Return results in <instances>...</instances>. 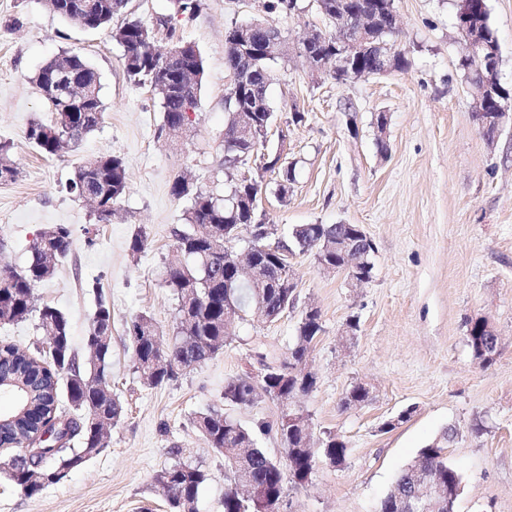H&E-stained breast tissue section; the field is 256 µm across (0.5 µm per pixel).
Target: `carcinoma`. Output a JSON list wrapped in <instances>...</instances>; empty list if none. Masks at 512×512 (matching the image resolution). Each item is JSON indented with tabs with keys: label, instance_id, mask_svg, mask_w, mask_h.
Instances as JSON below:
<instances>
[{
	"label": "carcinoma",
	"instance_id": "obj_1",
	"mask_svg": "<svg viewBox=\"0 0 512 512\" xmlns=\"http://www.w3.org/2000/svg\"><path fill=\"white\" fill-rule=\"evenodd\" d=\"M43 0L54 14L88 31L111 30L112 39L127 48L125 71L129 81L142 87L149 85L160 99L163 124L160 130L175 131L184 120L187 102L198 103L202 80L187 95H170L162 86V79L175 80L182 68L194 66L203 72L201 53L189 46L188 55L171 66H161L152 45L142 37L144 22L127 19L125 0ZM202 9L201 0H175V13L189 19ZM123 18L114 27L116 18ZM228 66L252 69L254 81L243 91L245 99L267 92L271 77L270 60L251 61L231 47L225 48ZM33 83L54 114L50 125L31 124L26 140L45 156L58 155L67 147H75L89 133L99 128L104 119L100 97L101 80L98 70L77 53L61 54L43 65L33 76ZM18 169L10 158V146L0 145V183L16 179ZM68 193L79 199H92L98 221L108 223L127 189V170L124 161L114 155L102 154L80 163L66 185ZM258 182L232 183L227 193L218 190L201 191L184 176L174 180L171 192L189 201L185 223L172 230L173 249L165 263L164 285L177 300L176 321L166 348H161L160 331L154 320L137 315L131 320L127 339L134 354L135 366L150 386L175 382L188 369L214 358L230 339L227 320L245 319L252 309L258 310L268 321L280 318L288 308V288L283 274L280 253L266 251L267 239L252 237L250 271L242 273L235 263L232 244L242 231L252 227L259 213L250 211V205L259 195ZM354 241L352 252L354 268L364 276H372L374 264L366 257V246L361 227L357 224H300L292 228L289 247L301 252L325 250L327 261L340 260L334 246L336 238ZM71 230L66 224H57L40 232L33 246L27 267L16 270L7 263L0 264V323L15 324L32 319L45 336H58L56 350L63 353L44 358L39 353L22 350L16 345L0 343V374L22 377L33 390L32 396L18 391L17 405L27 407L23 417L13 423L0 425V451L6 453L0 470L28 497L36 496L43 488L28 485L25 469L35 470L45 478L47 485H57L71 473L83 468L94 455L87 447L89 431L81 426L84 410L112 416V424L123 417V406L116 396L102 397V389L86 385L90 377L110 387L109 360L112 356V306L102 288H96V309L85 336L86 350H95L94 356L79 359L72 347L68 320L59 308L45 304L36 306L34 290L55 275L58 262L68 255ZM323 333L321 315L310 311L300 320L293 343L288 348V361L298 364L307 359ZM467 343L475 363L490 367L499 356L501 347L485 329V319L467 323ZM266 386L251 384L250 378H235L224 385V401L234 405H250L266 396L268 389L282 408L275 423L261 422L250 428L218 410L200 412L193 420L205 444L224 458V512H263L271 500L283 499L284 481L296 486L307 483L317 462L342 466L346 462V442L332 432H322L319 447L309 446L310 425L296 410L302 396L317 384L312 374H296L283 380L280 372H264ZM65 382L71 418L64 424L61 436L66 442L58 448L50 447L51 439L45 433H55V426L63 416L58 403L60 382ZM369 399L368 389L359 383L352 385L342 398L347 409L364 404ZM275 432L284 445V457L276 460L258 447V436ZM457 434L454 427L440 435V440L428 442L407 464L380 501L379 512H403L409 503L414 512H445V508L423 499L414 500L415 480L427 482L441 478L444 486L461 483L458 470L447 461L450 439ZM25 439L30 448L28 460L16 463V444ZM207 475L199 467L179 462L159 471L155 482L164 491L169 512H196V503Z\"/></svg>",
	"mask_w": 512,
	"mask_h": 512
}]
</instances>
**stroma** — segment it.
Segmentation results:
<instances>
[{
  "mask_svg": "<svg viewBox=\"0 0 512 512\" xmlns=\"http://www.w3.org/2000/svg\"><path fill=\"white\" fill-rule=\"evenodd\" d=\"M193 19L174 18L176 34L193 43L205 73L196 121L174 138L160 133L162 112L149 87L134 86L124 47L105 31L87 32L40 0H0V142L9 143L19 175L0 183V256L26 266L30 246L52 224L73 229L71 250L55 276L37 286V303L68 316L73 346L95 307L92 282L112 303L111 388L124 408L106 449L62 483L26 497L0 472V512H169L154 476L181 460L205 471L197 512H224V460L191 423L220 411L251 427L275 422L278 405L224 401L227 380L288 357L307 308L319 310L324 332L308 361L317 385L300 400L314 434L329 430L348 446L344 467L317 465L308 484H285L281 512H378L401 470L448 426L463 428L447 449L463 492L456 512H512V122L487 141L474 118V87L459 68L462 43L454 0H394L405 70L341 84L312 74L292 55L271 67L268 99L276 121L268 156L293 162L295 180L276 195L278 173L254 170L267 223L279 234L298 224H356L375 245L372 279L350 287L323 272L314 256L293 253L298 298L278 320L251 315L236 322L223 352L177 382L150 387L135 368L126 329L151 316L162 334L174 325L176 301L163 283L188 200L175 198L174 178L190 173L198 189H229L224 174V97L230 91L225 30L231 22L268 20L287 41L318 22L314 0H297L290 15L266 14L260 0H203ZM501 53L500 82L512 91V0H488ZM76 52L101 74L104 120L61 158L47 159L24 139L31 122L53 119L32 81L48 60ZM302 121H294V113ZM386 114V150L376 118ZM112 154L123 159L127 193L111 222H98L66 190L75 166ZM144 232L147 248L132 257L128 242ZM488 318L501 341L494 364L479 368L466 340L468 320ZM359 330L339 342L350 320ZM364 384V405L342 408L345 392ZM411 409L409 420L382 431ZM482 435L468 434L473 420ZM181 448L173 456L172 448Z\"/></svg>",
  "mask_w": 512,
  "mask_h": 512,
  "instance_id": "stroma-1",
  "label": "stroma"
}]
</instances>
